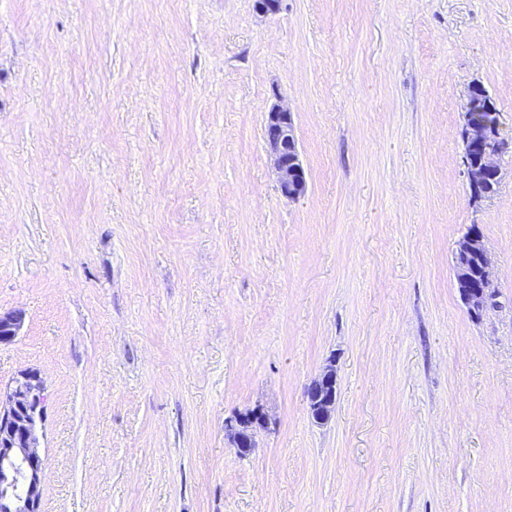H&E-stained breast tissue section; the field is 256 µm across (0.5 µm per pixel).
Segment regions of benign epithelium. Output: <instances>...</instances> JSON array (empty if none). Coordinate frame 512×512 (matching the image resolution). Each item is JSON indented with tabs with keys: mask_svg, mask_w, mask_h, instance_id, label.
Listing matches in <instances>:
<instances>
[{
	"mask_svg": "<svg viewBox=\"0 0 512 512\" xmlns=\"http://www.w3.org/2000/svg\"><path fill=\"white\" fill-rule=\"evenodd\" d=\"M464 139L476 156L466 166L469 187L475 191L490 178H500L499 158L506 142L498 127L480 117L471 102L465 105ZM264 140L276 176V188L287 199L296 200L307 191L306 171L300 162L293 113L274 105L266 113ZM456 252L479 261L482 285L490 289V259L481 237L469 232L458 241ZM20 311L0 312V343L9 344L23 326ZM306 397L312 420L324 425L336 404V370L333 364L308 386ZM47 400L44 380L35 369L20 371L10 384L0 387V512H41L43 457L39 428ZM260 408L236 413L224 420V436L240 452L256 446V434L268 428Z\"/></svg>",
	"mask_w": 512,
	"mask_h": 512,
	"instance_id": "obj_1",
	"label": "benign epithelium"
}]
</instances>
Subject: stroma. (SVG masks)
<instances>
[{
    "instance_id": "1",
    "label": "stroma",
    "mask_w": 512,
    "mask_h": 512,
    "mask_svg": "<svg viewBox=\"0 0 512 512\" xmlns=\"http://www.w3.org/2000/svg\"><path fill=\"white\" fill-rule=\"evenodd\" d=\"M476 84L509 144L478 203ZM278 100L297 201L264 146ZM473 225L478 319L454 270ZM16 310L0 386L47 384L41 512H512V0H0ZM258 405L238 456L224 420ZM264 140L276 176V188L287 199L296 200L307 191L306 171L300 162L293 113L274 105L266 113ZM456 252L478 258L481 283L489 291L491 285L490 259L481 237L475 232L466 233L458 241ZM306 397L312 420L318 425L328 423L336 404V370L333 364L324 367L308 386Z\"/></svg>"
}]
</instances>
